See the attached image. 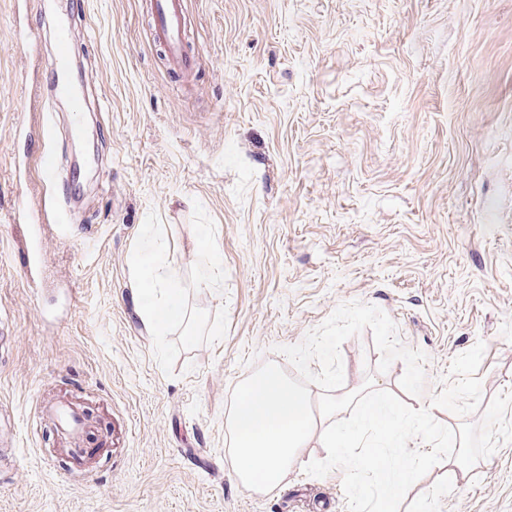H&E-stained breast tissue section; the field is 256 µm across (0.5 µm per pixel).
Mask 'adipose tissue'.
<instances>
[{"mask_svg":"<svg viewBox=\"0 0 512 512\" xmlns=\"http://www.w3.org/2000/svg\"><path fill=\"white\" fill-rule=\"evenodd\" d=\"M133 274L143 312L157 335L184 323L181 270L169 257L158 225H142Z\"/></svg>","mask_w":512,"mask_h":512,"instance_id":"ef3b65f1","label":"adipose tissue"}]
</instances>
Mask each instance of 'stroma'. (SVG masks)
Wrapping results in <instances>:
<instances>
[{"instance_id":"stroma-1","label":"stroma","mask_w":512,"mask_h":512,"mask_svg":"<svg viewBox=\"0 0 512 512\" xmlns=\"http://www.w3.org/2000/svg\"><path fill=\"white\" fill-rule=\"evenodd\" d=\"M64 15L80 132L14 50L25 35L52 56ZM186 16L197 64L180 75L147 0H0V408L17 444L0 512H347L339 469L244 487L227 420L255 366L295 375L278 346L354 301L426 354L424 397L485 345L478 411L439 413L467 435L469 483L434 466L399 512H512V0H186ZM46 145L63 171L75 146L98 154L64 227L43 221ZM144 224L191 316L163 336L134 288ZM204 246L214 288L196 282ZM340 353L344 391L369 380L415 404L371 329ZM79 373L110 431L77 462L30 428L34 396ZM77 464L94 485L53 472Z\"/></svg>"}]
</instances>
